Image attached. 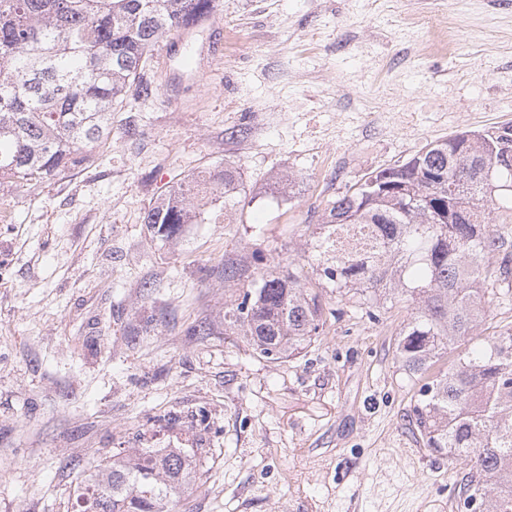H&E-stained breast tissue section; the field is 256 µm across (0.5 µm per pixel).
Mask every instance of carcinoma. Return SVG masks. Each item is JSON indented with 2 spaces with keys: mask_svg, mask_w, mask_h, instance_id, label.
<instances>
[{
  "mask_svg": "<svg viewBox=\"0 0 512 512\" xmlns=\"http://www.w3.org/2000/svg\"><path fill=\"white\" fill-rule=\"evenodd\" d=\"M214 0H0V185L41 183L92 157L112 140V113L127 93L152 94L144 81L160 37L211 12ZM512 125L430 142L401 164L345 186L325 209L314 249L318 285L354 300L406 299L414 314L400 329L396 357L413 379L412 423L430 451L461 457L463 505L512 512V328L461 348L494 302L512 297L508 263L491 256L512 224V155L500 144ZM498 187L494 195L488 183ZM200 192L224 189V209L241 203L238 169L186 177L144 222L172 240L196 218ZM365 247L343 255L332 235ZM340 314L321 291L278 265L253 272L249 287L224 304V324L259 355L300 354ZM457 352L454 359L447 358ZM191 448L115 449L76 488L79 512H168L195 479Z\"/></svg>",
  "mask_w": 512,
  "mask_h": 512,
  "instance_id": "cac0c4a2",
  "label": "carcinoma"
}]
</instances>
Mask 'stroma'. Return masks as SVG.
Listing matches in <instances>:
<instances>
[{"label":"stroma","instance_id":"stroma-1","mask_svg":"<svg viewBox=\"0 0 512 512\" xmlns=\"http://www.w3.org/2000/svg\"><path fill=\"white\" fill-rule=\"evenodd\" d=\"M216 0L219 23L160 38L112 140L36 187L0 185V512H78L111 449L191 448L174 512H466L463 462L424 448L396 342L407 302L349 300L299 356L224 325L260 254L315 282L310 242L345 185L427 143L512 124V0ZM136 135H128V128ZM230 165L239 206L201 199L153 237L149 208Z\"/></svg>","mask_w":512,"mask_h":512}]
</instances>
